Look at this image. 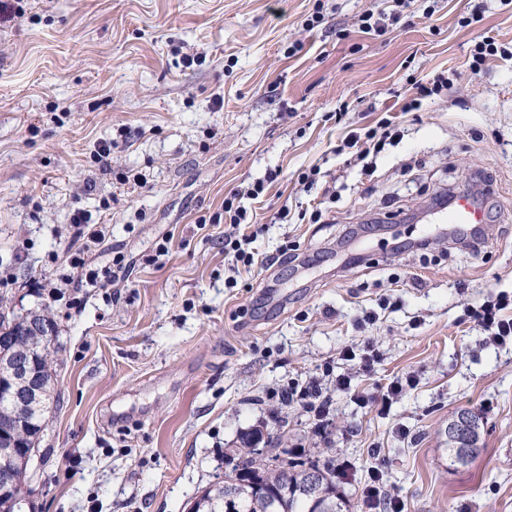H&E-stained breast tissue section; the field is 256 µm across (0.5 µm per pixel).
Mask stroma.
Segmentation results:
<instances>
[{"label": "stroma", "instance_id": "35a3bbf8", "mask_svg": "<svg viewBox=\"0 0 512 512\" xmlns=\"http://www.w3.org/2000/svg\"><path fill=\"white\" fill-rule=\"evenodd\" d=\"M479 2L474 29L470 0H417L367 36L377 0H19L0 22V305L48 306L62 346L22 512H190L258 427L345 469L352 512L373 466L405 512H512V345L471 314L512 298V59L468 68L477 37L512 41V8ZM441 72L450 95L404 111ZM383 119L402 135L368 176L344 142ZM263 178L259 263L235 273L215 218ZM469 190L488 214L472 232L412 221ZM348 347L378 353L371 374ZM342 373L376 396L418 384L386 415L331 393L322 436L278 398ZM462 410L483 430L467 466L446 434Z\"/></svg>", "mask_w": 512, "mask_h": 512}]
</instances>
